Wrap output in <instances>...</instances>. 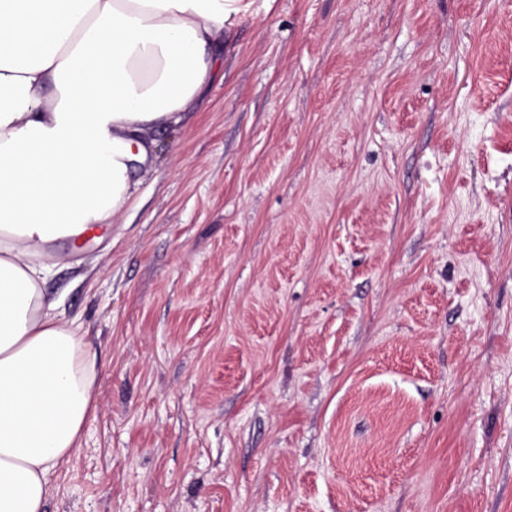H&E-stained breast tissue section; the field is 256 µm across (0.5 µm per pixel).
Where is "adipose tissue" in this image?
<instances>
[{
	"instance_id": "1",
	"label": "adipose tissue",
	"mask_w": 512,
	"mask_h": 512,
	"mask_svg": "<svg viewBox=\"0 0 512 512\" xmlns=\"http://www.w3.org/2000/svg\"><path fill=\"white\" fill-rule=\"evenodd\" d=\"M240 0H0V512H44L95 359L42 289L49 243L110 223L158 129L220 72Z\"/></svg>"
}]
</instances>
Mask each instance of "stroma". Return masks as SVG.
Returning <instances> with one entry per match:
<instances>
[{"mask_svg": "<svg viewBox=\"0 0 512 512\" xmlns=\"http://www.w3.org/2000/svg\"><path fill=\"white\" fill-rule=\"evenodd\" d=\"M220 48L48 247L97 376L45 512H512V0H243Z\"/></svg>", "mask_w": 512, "mask_h": 512, "instance_id": "35a3bbf8", "label": "stroma"}]
</instances>
